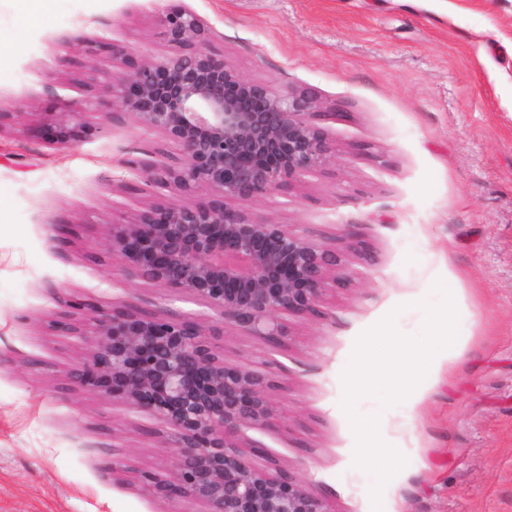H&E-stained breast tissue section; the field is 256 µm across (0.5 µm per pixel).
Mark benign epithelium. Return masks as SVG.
Segmentation results:
<instances>
[{
	"label": "benign epithelium",
	"mask_w": 512,
	"mask_h": 512,
	"mask_svg": "<svg viewBox=\"0 0 512 512\" xmlns=\"http://www.w3.org/2000/svg\"><path fill=\"white\" fill-rule=\"evenodd\" d=\"M159 22L174 52L113 75L104 93L112 115L130 116L166 145L126 161L149 200L101 225L99 244L121 260L131 290L166 288L171 300L214 316L134 302L115 312L67 299L79 318L58 326L82 342L69 382L112 391L164 426L157 447L175 452L165 469L139 475L159 498L200 512H332L247 436L272 430L285 415L272 405L265 374L225 363L210 340L232 332L278 346L284 320L320 317L326 292L351 281L345 254L359 250L355 225H346L338 249L336 239L310 228L228 206L260 203L329 169L336 147L310 121L329 116L327 105L307 89L274 91L241 75L207 49L212 31L192 12ZM88 105L85 99L59 113L72 140Z\"/></svg>",
	"instance_id": "obj_1"
}]
</instances>
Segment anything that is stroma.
I'll use <instances>...</instances> for the list:
<instances>
[{
	"instance_id": "35a3bbf8",
	"label": "stroma",
	"mask_w": 512,
	"mask_h": 512,
	"mask_svg": "<svg viewBox=\"0 0 512 512\" xmlns=\"http://www.w3.org/2000/svg\"><path fill=\"white\" fill-rule=\"evenodd\" d=\"M184 9L240 74L310 90L332 113L320 123L336 145L326 173L235 209L328 238L357 225L374 259L346 255L353 286L329 290L320 318H289L273 362L258 338L215 337L225 362L261 364L288 414L262 442L331 512H512V0H55L30 19L0 0V355L17 362L0 367V512L176 508L137 480L171 449L120 399L69 388L78 340L56 324L69 295L117 309L166 295L129 290L99 245L101 225L147 199L125 160L162 138L106 118L111 59L72 58L68 42L126 44L129 72L168 53L157 19ZM84 98L99 102L86 136L60 145L57 113ZM439 281L458 313L447 363L402 402L355 403L407 460L376 507L377 477L354 463L342 374L386 316L420 336Z\"/></svg>"
}]
</instances>
